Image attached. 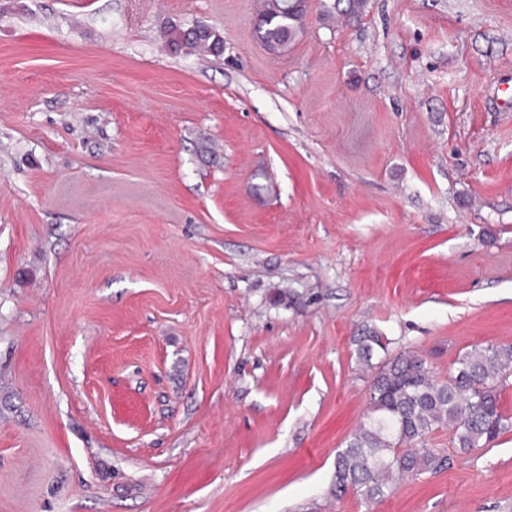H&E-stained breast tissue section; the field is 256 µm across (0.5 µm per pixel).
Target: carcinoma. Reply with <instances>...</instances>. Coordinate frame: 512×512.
Here are the masks:
<instances>
[{
	"mask_svg": "<svg viewBox=\"0 0 512 512\" xmlns=\"http://www.w3.org/2000/svg\"><path fill=\"white\" fill-rule=\"evenodd\" d=\"M302 0H265L254 32L272 52L288 48L302 18ZM168 44L220 54L224 38L204 28L188 35L172 28ZM358 357L367 361L385 348L383 337L365 331L354 337ZM512 376V347H474L458 355L448 376L437 375L420 355L397 354L374 376L368 411L346 448L336 454V494L348 492L373 502L389 496L396 481L444 466L445 459L426 447L431 434L447 428L462 452L489 446L512 431V416L499 402Z\"/></svg>",
	"mask_w": 512,
	"mask_h": 512,
	"instance_id": "cac0c4a2",
	"label": "carcinoma"
}]
</instances>
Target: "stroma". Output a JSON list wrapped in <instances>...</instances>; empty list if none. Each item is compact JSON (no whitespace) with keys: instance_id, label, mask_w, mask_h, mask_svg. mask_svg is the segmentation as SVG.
Wrapping results in <instances>:
<instances>
[{"instance_id":"35a3bbf8","label":"stroma","mask_w":512,"mask_h":512,"mask_svg":"<svg viewBox=\"0 0 512 512\" xmlns=\"http://www.w3.org/2000/svg\"><path fill=\"white\" fill-rule=\"evenodd\" d=\"M258 2L0 0V512H512V431L332 490L384 356L512 346V0ZM303 11L302 0H266L255 21L257 40L272 52L286 50L296 35ZM167 41L171 47L177 50L185 47L219 55L222 52L224 38L209 28H204L200 33L191 35H186L181 29L172 28L168 30ZM356 345L358 357L368 361L376 348L384 349L383 336H378L373 331H365L353 339Z\"/></svg>"}]
</instances>
